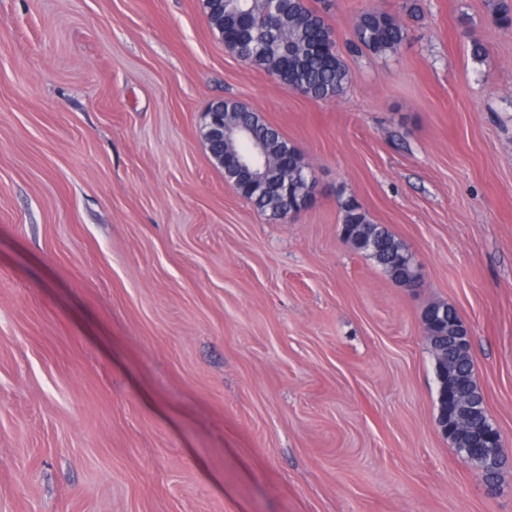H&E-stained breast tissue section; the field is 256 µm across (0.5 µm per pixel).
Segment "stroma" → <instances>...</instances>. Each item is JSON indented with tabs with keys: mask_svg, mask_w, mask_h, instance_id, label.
<instances>
[{
	"mask_svg": "<svg viewBox=\"0 0 512 512\" xmlns=\"http://www.w3.org/2000/svg\"><path fill=\"white\" fill-rule=\"evenodd\" d=\"M310 4L351 74L331 101L203 0H0V512H512V28L491 0ZM376 7L409 27L386 59L353 48ZM225 98L310 164L297 217L212 163ZM348 197L419 287L343 240ZM431 303L469 332L494 486L436 426Z\"/></svg>",
	"mask_w": 512,
	"mask_h": 512,
	"instance_id": "35a3bbf8",
	"label": "stroma"
}]
</instances>
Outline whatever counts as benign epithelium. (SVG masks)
<instances>
[{
	"label": "benign epithelium",
	"mask_w": 512,
	"mask_h": 512,
	"mask_svg": "<svg viewBox=\"0 0 512 512\" xmlns=\"http://www.w3.org/2000/svg\"><path fill=\"white\" fill-rule=\"evenodd\" d=\"M247 140L252 137L251 131L243 124L233 120L232 115L224 112H211L205 123V139L207 144H224V138ZM213 158L224 166L239 165L247 168L251 174L249 189L263 190L267 186V167L262 145L255 141L247 152H238L232 156L215 153ZM442 411L437 419V428L444 434L454 435L460 430L471 432L477 436L479 447L466 449L462 460L472 464L473 456H478L480 464L475 469L482 475L495 467L503 459V440L498 428L477 430L470 425L471 413L465 406L466 396L460 386L443 374L440 386Z\"/></svg>",
	"instance_id": "7a95c632"
}]
</instances>
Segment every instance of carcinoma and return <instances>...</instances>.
<instances>
[{
    "instance_id": "cac0c4a2",
    "label": "carcinoma",
    "mask_w": 512,
    "mask_h": 512,
    "mask_svg": "<svg viewBox=\"0 0 512 512\" xmlns=\"http://www.w3.org/2000/svg\"><path fill=\"white\" fill-rule=\"evenodd\" d=\"M205 0L206 18L227 48L245 61L262 67L274 75L288 89L316 100L340 97L347 89L351 75L343 58L336 51L332 27L325 16L306 4V0ZM490 23L494 26L512 24V4L508 0H493ZM355 48L364 49L377 57L397 53L408 36L403 18L384 8H372L360 13L355 25ZM224 111L239 114L242 122L252 126L270 152V161L277 177H288V194H283L277 183L262 193L245 188L246 176L225 177L237 192L257 209L273 217L295 215L313 200L315 179L299 149L255 111L239 104L221 101L211 104ZM342 229L353 228L357 235L344 237L355 250L365 253L395 282L415 288L421 273L412 266L414 254L386 227L371 221L367 211L354 198L340 201ZM374 239L375 248L361 246L360 238ZM441 304L428 306L423 316L443 309ZM448 310V323L430 330L429 343L437 369L459 372V378L474 393L479 394L469 349L455 346L453 325H462L457 312Z\"/></svg>"
}]
</instances>
